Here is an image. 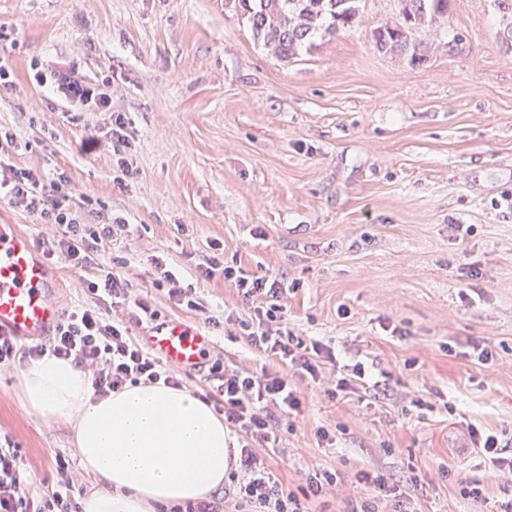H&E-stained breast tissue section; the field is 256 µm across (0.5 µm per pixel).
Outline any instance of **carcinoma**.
Here are the masks:
<instances>
[{
    "instance_id": "obj_1",
    "label": "carcinoma",
    "mask_w": 512,
    "mask_h": 512,
    "mask_svg": "<svg viewBox=\"0 0 512 512\" xmlns=\"http://www.w3.org/2000/svg\"><path fill=\"white\" fill-rule=\"evenodd\" d=\"M239 0L251 31L263 34L264 44L281 60L312 49L317 36L334 35L362 22V0Z\"/></svg>"
}]
</instances>
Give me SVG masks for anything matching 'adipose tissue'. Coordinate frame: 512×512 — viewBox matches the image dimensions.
I'll return each instance as SVG.
<instances>
[{
	"label": "adipose tissue",
	"mask_w": 512,
	"mask_h": 512,
	"mask_svg": "<svg viewBox=\"0 0 512 512\" xmlns=\"http://www.w3.org/2000/svg\"><path fill=\"white\" fill-rule=\"evenodd\" d=\"M24 406L45 421L75 417L80 462L101 485L82 512H156L223 487L232 435L212 404L190 390L126 385L101 398L90 376L52 355L20 371Z\"/></svg>",
	"instance_id": "obj_1"
}]
</instances>
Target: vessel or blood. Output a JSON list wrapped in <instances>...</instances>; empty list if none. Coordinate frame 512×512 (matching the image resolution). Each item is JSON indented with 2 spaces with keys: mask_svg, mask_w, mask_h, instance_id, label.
I'll return each mask as SVG.
<instances>
[{
  "mask_svg": "<svg viewBox=\"0 0 512 512\" xmlns=\"http://www.w3.org/2000/svg\"><path fill=\"white\" fill-rule=\"evenodd\" d=\"M55 282L33 239L15 224H0V333L23 340L49 335L60 318ZM146 344L161 359L198 372L213 347L204 330L179 321L149 327Z\"/></svg>",
  "mask_w": 512,
  "mask_h": 512,
  "instance_id": "1",
  "label": "vessel or blood"
}]
</instances>
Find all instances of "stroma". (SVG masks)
Instances as JSON below:
<instances>
[{"mask_svg": "<svg viewBox=\"0 0 512 512\" xmlns=\"http://www.w3.org/2000/svg\"><path fill=\"white\" fill-rule=\"evenodd\" d=\"M395 0H366L364 26L316 39L284 61L249 29L238 0H0V135L14 164L65 174L92 201L88 221L121 217L105 244L146 287L161 320L247 317L233 283L195 274L199 255L289 287L286 327L330 346L337 365L371 364L376 381L342 397L335 377L297 381L301 408L267 455L290 489L304 472L340 480L309 512H352L380 472L401 491L381 512H499L504 478L470 428L512 449V48L493 0H451L425 63L377 52L370 29ZM463 36L461 53L446 45ZM71 66L107 93L105 109L49 94L36 73ZM128 122L123 175L88 129ZM167 258L204 309L151 289L149 255ZM214 354L255 371L266 358L238 327L213 329ZM491 342L493 362L470 358ZM0 369V432L37 480L54 455L78 456L75 422L43 421ZM336 436L319 445L317 427ZM482 494L464 495L468 484Z\"/></svg>", "mask_w": 512, "mask_h": 512, "instance_id": "stroma-1", "label": "stroma"}]
</instances>
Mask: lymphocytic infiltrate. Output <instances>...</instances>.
Here are the masks:
<instances>
[{"label":"lymphocytic infiltrate","instance_id":"f902f5d3","mask_svg":"<svg viewBox=\"0 0 512 512\" xmlns=\"http://www.w3.org/2000/svg\"><path fill=\"white\" fill-rule=\"evenodd\" d=\"M38 81L67 100L97 109L109 105L106 93L73 79L70 72L42 73ZM9 148V142L0 140V198L54 226L56 234L47 258H64L71 267L87 272L83 285L96 301L62 312L52 334L39 340L24 342L1 333L0 368H20L48 353L73 361L88 372L98 396L141 381L182 387L186 372L154 355L130 332L131 326L156 320L157 311L124 274V258L107 259L101 254L104 243L117 241L128 232V224L120 217L104 224L87 222L90 198L74 196L66 177L46 184L32 169L17 167L9 160ZM148 262L153 287L166 288L172 305L201 310L193 289L176 286L175 275L164 258L152 255ZM195 273L204 280L224 277L234 283L243 300L253 303L248 318L240 320L230 314L224 321L238 326L251 346L279 364L278 369L264 366L256 372L226 366L220 359L208 366L203 399L223 413L225 423L239 436L238 465L229 474L228 491L249 512H308L306 497L330 491L337 483V473L327 469L309 472L304 488L297 493L283 484L258 451L277 448L279 429L294 426L292 416L300 407V398L289 372L319 381L325 366L334 364L336 356L321 341L308 342L283 329L286 290L278 280L249 275L215 255L203 257ZM104 300L123 308L125 317L115 319L103 312L100 303ZM54 469L55 483L40 489L32 480L23 449L10 435L0 434V512H81L70 455L56 453Z\"/></svg>","mask_w":512,"mask_h":512}]
</instances>
